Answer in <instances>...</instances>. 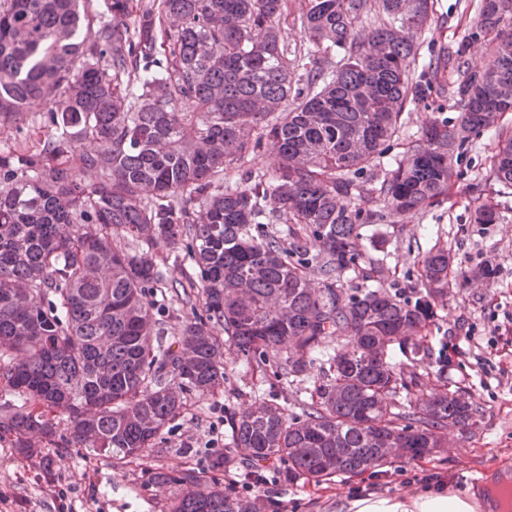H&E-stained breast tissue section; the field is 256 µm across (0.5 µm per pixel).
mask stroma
I'll list each match as a JSON object with an SVG mask.
<instances>
[{"mask_svg": "<svg viewBox=\"0 0 512 512\" xmlns=\"http://www.w3.org/2000/svg\"><path fill=\"white\" fill-rule=\"evenodd\" d=\"M471 9V0H434L430 19L418 35L421 57H435L462 41ZM461 78V72H444L427 99L407 106L384 164L401 160L433 115L455 119L448 87ZM511 136L508 112L472 138L458 161L459 175L441 203L401 216L396 223L369 224L362 230L364 246H377L388 281L398 288L418 284L419 255L436 244L455 253L457 269L492 264L491 277L464 286L456 273L449 275L448 303L432 328L435 342L448 346L449 378L466 385L479 410L476 424L450 431L451 446L443 452L398 461L375 473L294 485L268 475L267 487L281 512H339L344 499L366 494L372 486L381 496H412L427 487L433 473L442 476L449 490L475 493L478 512H495L484 490L486 474L500 464L512 465V187L492 178L491 158L498 141ZM475 182L484 189L483 201L498 211L497 223H472L469 186ZM160 263L166 285L151 292L149 299L159 329L170 341L200 312L202 303L196 297L186 303L172 298L176 285L197 277L184 247L163 249ZM224 367L223 387L206 397L187 393L183 412L167 425L161 444L145 449L139 458L118 460L78 448H45L24 459L8 442H0V512H167L170 495L150 484L152 471L193 469L206 482L227 475L243 479L246 467L227 475L209 467L213 452L230 446L231 414L272 392L292 402L309 399L323 382L328 364L324 357H315L302 380L279 382L253 371L246 358L228 346Z\"/></svg>", "mask_w": 512, "mask_h": 512, "instance_id": "obj_1", "label": "stroma"}]
</instances>
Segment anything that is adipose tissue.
I'll return each instance as SVG.
<instances>
[{"label":"adipose tissue","mask_w":512,"mask_h":512,"mask_svg":"<svg viewBox=\"0 0 512 512\" xmlns=\"http://www.w3.org/2000/svg\"><path fill=\"white\" fill-rule=\"evenodd\" d=\"M348 512H477L471 497L429 487L406 498L384 496H354L346 502Z\"/></svg>","instance_id":"1"}]
</instances>
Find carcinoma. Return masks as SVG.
<instances>
[{
    "instance_id": "cac0c4a2",
    "label": "carcinoma",
    "mask_w": 512,
    "mask_h": 512,
    "mask_svg": "<svg viewBox=\"0 0 512 512\" xmlns=\"http://www.w3.org/2000/svg\"><path fill=\"white\" fill-rule=\"evenodd\" d=\"M103 6L0 0V119L37 112L54 129L35 151L0 152V394L22 399L0 404V441L22 457L136 458L181 413L183 392L224 385L229 344L277 379L300 377L317 355L329 363L299 410L273 396L231 417L232 451L258 486L270 461L297 484L448 447V431L478 413L448 398V351L429 336L450 250L426 251L406 293L383 285L361 229L440 202L470 137L512 112V0H478L467 38L443 54L467 71L448 89L456 121L432 118L374 186L406 105L439 82L435 62L412 70L431 0H307L300 26L324 54L310 67L281 34L285 0ZM362 16L374 19L364 36ZM494 32L485 67L468 70L471 42ZM264 147L271 175L220 183L224 166ZM80 170L98 181L82 183ZM491 173L512 186V136ZM473 204L475 223L497 222L491 205ZM277 223L293 242L270 234ZM181 244L203 315L164 347L148 294L165 284L157 248ZM350 273L358 283L339 287ZM394 349L406 362L388 360ZM149 481L177 488L170 512H278L192 469Z\"/></svg>"
}]
</instances>
